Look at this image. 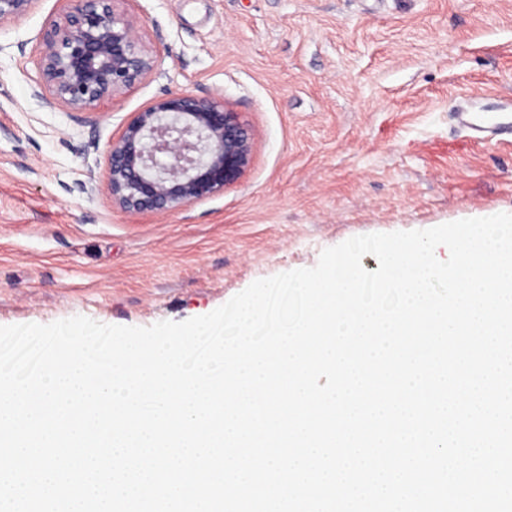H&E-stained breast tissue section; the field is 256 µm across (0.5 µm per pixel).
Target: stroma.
<instances>
[{"mask_svg": "<svg viewBox=\"0 0 512 512\" xmlns=\"http://www.w3.org/2000/svg\"><path fill=\"white\" fill-rule=\"evenodd\" d=\"M70 7L0 25V326L180 322L354 236L512 213V145L455 118L512 113V0H121L161 64L80 113L33 92ZM178 92L241 115L249 169L173 212L113 208L107 143Z\"/></svg>", "mask_w": 512, "mask_h": 512, "instance_id": "stroma-1", "label": "stroma"}]
</instances>
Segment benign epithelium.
Listing matches in <instances>:
<instances>
[{
  "mask_svg": "<svg viewBox=\"0 0 512 512\" xmlns=\"http://www.w3.org/2000/svg\"><path fill=\"white\" fill-rule=\"evenodd\" d=\"M37 0H0V24ZM49 21L36 59V94L50 107L93 110L152 76L160 57L145 48L117 0H72ZM106 189L126 212L176 211L224 192L252 162L253 138L224 104L181 92L132 113L106 146Z\"/></svg>",
  "mask_w": 512,
  "mask_h": 512,
  "instance_id": "benign-epithelium-1",
  "label": "benign epithelium"
}]
</instances>
